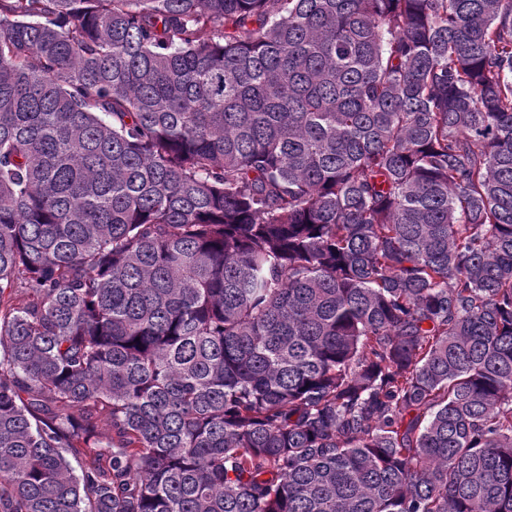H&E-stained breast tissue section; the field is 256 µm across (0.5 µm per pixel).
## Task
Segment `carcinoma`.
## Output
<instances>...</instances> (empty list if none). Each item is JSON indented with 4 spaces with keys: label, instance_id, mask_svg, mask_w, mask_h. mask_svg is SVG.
Here are the masks:
<instances>
[{
    "label": "carcinoma",
    "instance_id": "carcinoma-1",
    "mask_svg": "<svg viewBox=\"0 0 512 512\" xmlns=\"http://www.w3.org/2000/svg\"><path fill=\"white\" fill-rule=\"evenodd\" d=\"M0 512H512V0H0Z\"/></svg>",
    "mask_w": 512,
    "mask_h": 512
}]
</instances>
